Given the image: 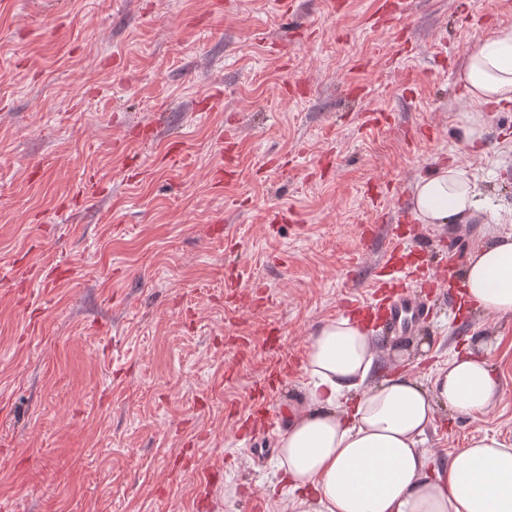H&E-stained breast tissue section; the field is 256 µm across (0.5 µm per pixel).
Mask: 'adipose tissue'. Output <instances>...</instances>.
I'll return each mask as SVG.
<instances>
[{
    "instance_id": "ef3b65f1",
    "label": "adipose tissue",
    "mask_w": 512,
    "mask_h": 512,
    "mask_svg": "<svg viewBox=\"0 0 512 512\" xmlns=\"http://www.w3.org/2000/svg\"><path fill=\"white\" fill-rule=\"evenodd\" d=\"M480 106L512 103V30L475 43L458 76ZM466 171L443 165L419 178L412 208L424 224H458L479 207ZM474 309L512 316V234L477 246L462 276ZM308 408L278 440L279 482L292 512H512V448L472 439L435 468L420 446L437 405L475 416L492 404L499 378L484 354L456 353L432 384L403 373L375 378L371 334L346 316L310 337Z\"/></svg>"
}]
</instances>
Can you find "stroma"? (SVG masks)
<instances>
[{
    "mask_svg": "<svg viewBox=\"0 0 512 512\" xmlns=\"http://www.w3.org/2000/svg\"><path fill=\"white\" fill-rule=\"evenodd\" d=\"M505 27L512 0H0V512H291L276 445L317 327L392 241L465 261L512 234V107L468 143L457 78ZM451 162L480 210L398 223ZM428 301L373 331L381 373L483 346L501 385L423 449L512 448V317Z\"/></svg>",
    "mask_w": 512,
    "mask_h": 512,
    "instance_id": "stroma-1",
    "label": "stroma"
}]
</instances>
